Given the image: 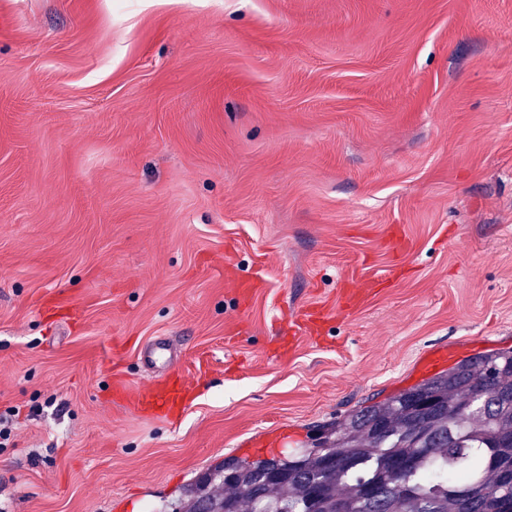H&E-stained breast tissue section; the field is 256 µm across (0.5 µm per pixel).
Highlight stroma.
Listing matches in <instances>:
<instances>
[{
    "label": "stroma",
    "instance_id": "35a3bbf8",
    "mask_svg": "<svg viewBox=\"0 0 512 512\" xmlns=\"http://www.w3.org/2000/svg\"><path fill=\"white\" fill-rule=\"evenodd\" d=\"M162 338L173 420L111 400ZM442 348L512 349V0H0V512H169Z\"/></svg>",
    "mask_w": 512,
    "mask_h": 512
}]
</instances>
